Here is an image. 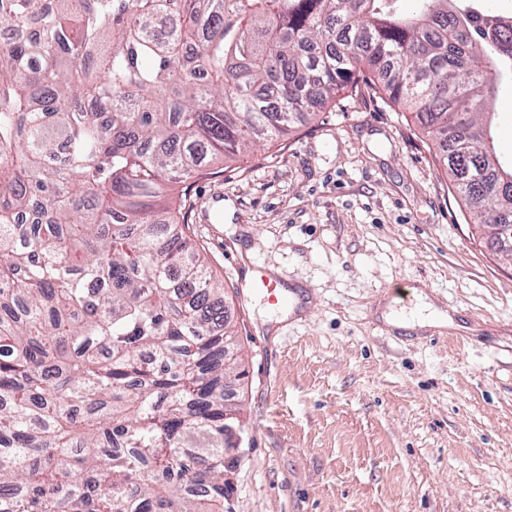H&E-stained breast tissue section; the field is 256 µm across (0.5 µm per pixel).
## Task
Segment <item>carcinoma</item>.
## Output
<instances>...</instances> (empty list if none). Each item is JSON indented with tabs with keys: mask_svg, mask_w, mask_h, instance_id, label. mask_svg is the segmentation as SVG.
Instances as JSON below:
<instances>
[{
	"mask_svg": "<svg viewBox=\"0 0 512 512\" xmlns=\"http://www.w3.org/2000/svg\"><path fill=\"white\" fill-rule=\"evenodd\" d=\"M398 2L0 0V512H224L234 334L168 191L358 78L512 225V16ZM496 117L501 128L498 149L502 156H512V90L504 89L496 103Z\"/></svg>",
	"mask_w": 512,
	"mask_h": 512,
	"instance_id": "obj_1",
	"label": "carcinoma"
}]
</instances>
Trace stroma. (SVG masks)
Here are the masks:
<instances>
[{
    "label": "stroma",
    "instance_id": "obj_1",
    "mask_svg": "<svg viewBox=\"0 0 512 512\" xmlns=\"http://www.w3.org/2000/svg\"><path fill=\"white\" fill-rule=\"evenodd\" d=\"M215 169L170 194L224 282L243 373L231 512H512V262L415 115L360 82ZM253 264L300 311L243 297ZM419 290L453 327L385 322Z\"/></svg>",
    "mask_w": 512,
    "mask_h": 512
}]
</instances>
